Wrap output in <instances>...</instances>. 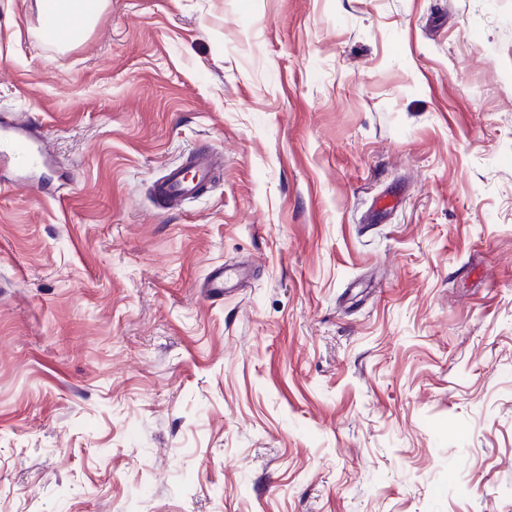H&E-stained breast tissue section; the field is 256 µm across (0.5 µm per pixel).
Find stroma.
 <instances>
[{"label": "stroma", "mask_w": 512, "mask_h": 512, "mask_svg": "<svg viewBox=\"0 0 512 512\" xmlns=\"http://www.w3.org/2000/svg\"><path fill=\"white\" fill-rule=\"evenodd\" d=\"M43 27L0 0L59 187L0 166V512H512V0ZM217 167V160L210 150L201 148L189 154L181 166L168 170L154 186L156 205L165 209L201 194ZM185 171H193L194 176L188 178Z\"/></svg>", "instance_id": "1"}]
</instances>
